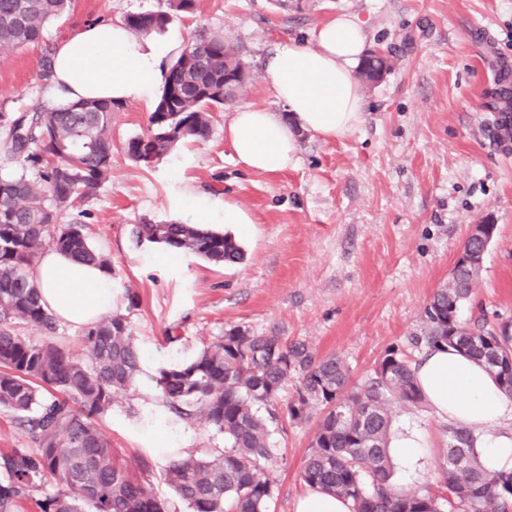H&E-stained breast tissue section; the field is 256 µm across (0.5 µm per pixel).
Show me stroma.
<instances>
[{
	"label": "stroma",
	"mask_w": 512,
	"mask_h": 512,
	"mask_svg": "<svg viewBox=\"0 0 512 512\" xmlns=\"http://www.w3.org/2000/svg\"><path fill=\"white\" fill-rule=\"evenodd\" d=\"M162 0H75L40 43L0 50V100L17 110L49 99L38 77L46 48L75 26L157 10ZM349 13L364 23L368 49L389 67L364 82L363 124L339 140L297 131L287 171L252 173L235 161L224 125L236 108L277 114L284 106L265 62L288 42L306 44L327 17ZM223 31L251 82L214 112L211 134L186 142L154 166L130 161L126 141L145 132L149 105L112 115V174L85 205V232L112 266L114 313L127 317L140 355L133 386L96 420L121 460L162 498L169 460L217 453L224 436L172 413L155 379L191 360L202 344L241 326L335 354L362 381L390 347L420 359L411 343L423 308L446 283L472 225H495L482 272L461 316L512 319V141L499 124L512 117V0H197L167 34L187 45L196 30ZM247 217L225 224V204ZM210 206L209 229L235 236L237 264L172 254L138 239L139 224L194 223ZM135 302H128V294ZM395 428L419 430L414 468L396 465L393 482L408 491L435 484L446 461L449 422L430 408L397 412ZM317 427L273 425L280 455L270 469V512H292L306 493L300 471Z\"/></svg>",
	"instance_id": "obj_1"
}]
</instances>
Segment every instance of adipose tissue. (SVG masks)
Here are the masks:
<instances>
[{"label": "adipose tissue", "instance_id": "ef3b65f1", "mask_svg": "<svg viewBox=\"0 0 512 512\" xmlns=\"http://www.w3.org/2000/svg\"><path fill=\"white\" fill-rule=\"evenodd\" d=\"M313 46L290 42L265 66L269 85L286 117L246 106L224 127L239 165L251 172L287 170L297 151L296 130L324 140L358 128L366 109L356 78L365 49L364 24L352 14L323 21ZM178 48L174 37L143 34L121 22L96 21L58 38L51 90L67 102L151 100L164 78L163 63ZM32 276L53 316L82 328L111 314L112 279L102 267L84 265L53 249L36 259ZM416 379L434 414L465 427L482 450L484 466L512 470V394L502 391L484 367L452 350L427 352Z\"/></svg>", "mask_w": 512, "mask_h": 512}]
</instances>
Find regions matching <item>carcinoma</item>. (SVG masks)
I'll return each instance as SVG.
<instances>
[{"label": "carcinoma", "instance_id": "obj_1", "mask_svg": "<svg viewBox=\"0 0 512 512\" xmlns=\"http://www.w3.org/2000/svg\"><path fill=\"white\" fill-rule=\"evenodd\" d=\"M197 0L130 13L123 22L160 33L178 16L195 13ZM73 9V0H0V48L25 49L46 27ZM241 59L224 33L203 30L168 64L147 131L129 138L126 156L144 166L178 144L204 141L211 113L243 92L249 78L224 85V63ZM111 100L37 104L20 113L0 105V407L28 428L37 447L0 454V512H18L20 497L44 493L41 512H267L273 485L265 464L278 460L270 424L288 378L299 384L283 414L302 422L323 410L300 473L309 488L351 501L352 512H512V471L488 470L473 439L453 428L447 455L461 461L439 469L437 490L411 493L391 482L393 408H420L424 397L405 353L387 349L354 385L341 357H316L303 341L241 327L224 330L191 361L160 371L156 383L175 413L224 434L216 456L172 459L165 479L175 499L155 496L116 455L94 419L112 408L134 382L139 355L128 321L107 317L84 328L90 361L76 360L51 343H34L14 325L47 333L56 319L41 302L30 268L54 248L72 259L111 270L89 241L80 206L107 182L112 168ZM36 178H30V175ZM139 236L215 263H237L243 253L222 232L193 224H142ZM478 267H454L451 282L424 307L425 330L415 344L452 348L486 367L512 394V335L476 319L462 320L479 279Z\"/></svg>", "mask_w": 512, "mask_h": 512}]
</instances>
